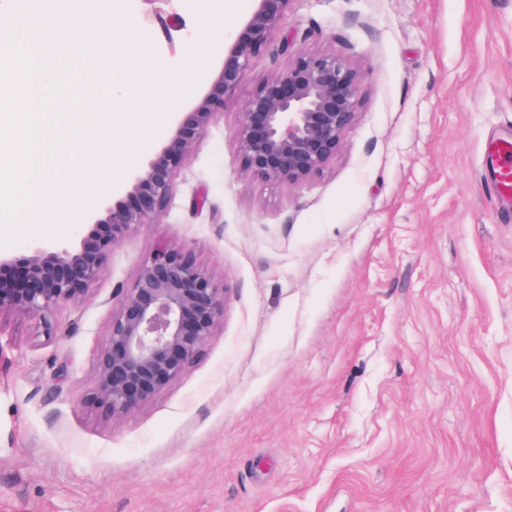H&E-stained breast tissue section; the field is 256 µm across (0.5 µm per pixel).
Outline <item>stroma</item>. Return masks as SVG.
Returning <instances> with one entry per match:
<instances>
[{
	"label": "stroma",
	"instance_id": "obj_1",
	"mask_svg": "<svg viewBox=\"0 0 512 512\" xmlns=\"http://www.w3.org/2000/svg\"><path fill=\"white\" fill-rule=\"evenodd\" d=\"M253 0H116L146 34L143 69L204 62L190 111ZM83 29L49 55L79 99L54 97L74 150L129 167L116 62ZM317 51L363 74L335 162L296 185L243 168L235 131L264 78ZM112 128V153L93 127ZM512 135V0H292L279 34L197 142L156 223L127 233L57 338L0 327V512H512V202L492 200L489 143ZM64 224L0 218V248L72 241ZM227 292L182 378L119 423L84 407L112 311L161 244Z\"/></svg>",
	"mask_w": 512,
	"mask_h": 512
}]
</instances>
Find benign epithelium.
<instances>
[{"mask_svg": "<svg viewBox=\"0 0 512 512\" xmlns=\"http://www.w3.org/2000/svg\"><path fill=\"white\" fill-rule=\"evenodd\" d=\"M241 32L225 46L224 66L166 142L115 190L121 200L71 243L0 249V323L30 321L54 337L53 316L90 295L112 247L170 202L179 170L213 119L250 75L255 54L280 27L292 0H256ZM362 74L329 53L300 52L253 91L236 129L243 167L267 183L298 185L336 160L360 113ZM228 289L180 248L163 246L139 267L112 313L86 407L119 421L181 379L220 321Z\"/></svg>", "mask_w": 512, "mask_h": 512, "instance_id": "benign-epithelium-1", "label": "benign epithelium"}]
</instances>
